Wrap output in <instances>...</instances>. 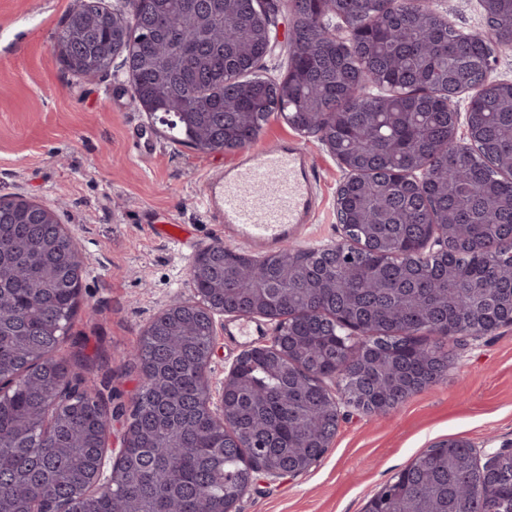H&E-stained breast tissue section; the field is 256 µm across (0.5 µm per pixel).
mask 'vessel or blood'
Here are the masks:
<instances>
[{"label":"vessel or blood","mask_w":512,"mask_h":512,"mask_svg":"<svg viewBox=\"0 0 512 512\" xmlns=\"http://www.w3.org/2000/svg\"><path fill=\"white\" fill-rule=\"evenodd\" d=\"M315 206L311 166L294 144L241 154L231 167L210 171L204 179L206 218L223 225L230 241L259 252L293 240Z\"/></svg>","instance_id":"b4317fda"}]
</instances>
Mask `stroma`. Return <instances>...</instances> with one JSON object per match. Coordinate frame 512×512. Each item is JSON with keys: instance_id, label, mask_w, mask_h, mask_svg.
Masks as SVG:
<instances>
[{"instance_id": "stroma-1", "label": "stroma", "mask_w": 512, "mask_h": 512, "mask_svg": "<svg viewBox=\"0 0 512 512\" xmlns=\"http://www.w3.org/2000/svg\"><path fill=\"white\" fill-rule=\"evenodd\" d=\"M81 0H0V197L21 195L55 209L84 259L78 308L68 337L103 347L114 401L131 403L141 377L128 360L150 321L172 301L193 295L189 267L223 240L200 202L206 170L233 152L204 153L164 138L134 98L121 60L108 72L76 77L60 64L57 37ZM151 130L155 148L138 159L133 137ZM306 152L318 204L295 240L301 247L341 236L335 198L344 172L315 137L270 120L251 144L261 152L283 139ZM187 225L186 241L157 237L156 227ZM209 367L213 387L246 351L224 315ZM445 379L395 409L368 415L345 408L322 459L283 482L257 475L236 512H364L367 501L418 455L451 438L484 445L512 439V325L450 346Z\"/></svg>"}]
</instances>
